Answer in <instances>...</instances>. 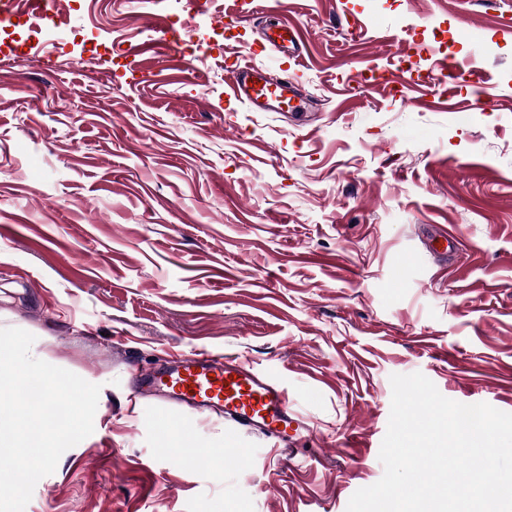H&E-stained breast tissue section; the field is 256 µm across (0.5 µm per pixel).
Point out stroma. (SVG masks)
Here are the masks:
<instances>
[{"instance_id": "obj_1", "label": "stroma", "mask_w": 512, "mask_h": 512, "mask_svg": "<svg viewBox=\"0 0 512 512\" xmlns=\"http://www.w3.org/2000/svg\"><path fill=\"white\" fill-rule=\"evenodd\" d=\"M164 7L191 25L193 69L147 53L131 75L147 0H52L78 31L61 54L0 26V225H27L0 236V327L101 387L93 433L25 512H346L384 473L391 375L512 413V0ZM284 17L303 34L299 120L225 101L215 65L281 77L262 37ZM451 58L483 84L450 110L424 83ZM199 348L278 381L313 434L281 453L138 394V370Z\"/></svg>"}]
</instances>
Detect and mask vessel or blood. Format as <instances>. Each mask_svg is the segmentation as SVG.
I'll list each match as a JSON object with an SVG mask.
<instances>
[{
  "label": "vessel or blood",
  "mask_w": 512,
  "mask_h": 512,
  "mask_svg": "<svg viewBox=\"0 0 512 512\" xmlns=\"http://www.w3.org/2000/svg\"><path fill=\"white\" fill-rule=\"evenodd\" d=\"M154 25L162 35L168 66L188 69L190 62L171 35L165 9L157 10ZM267 41L290 60L300 61L302 38L294 23H278L276 30L268 33ZM224 64L230 75L224 86L226 99L244 103L254 112L296 110L300 88L294 75L274 81L266 77L263 67L234 55L225 57ZM475 74V69L452 63L447 71L431 75L427 86L434 101L444 105L449 86ZM139 377L143 390L163 389L172 404L223 415L236 428L260 432L278 443L305 437L312 431L310 423L293 411L281 386L227 354L201 349L177 355L164 367L140 371Z\"/></svg>",
  "instance_id": "obj_1"
}]
</instances>
